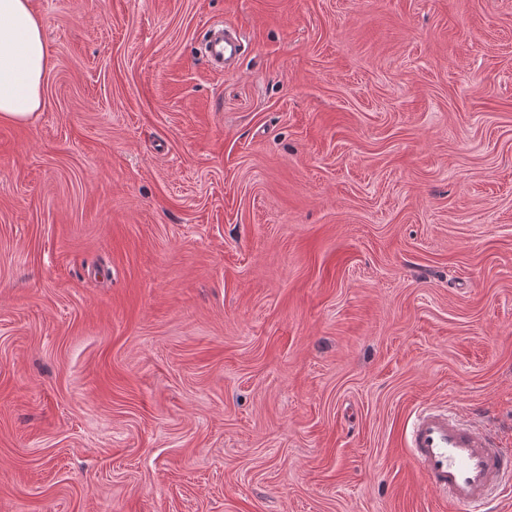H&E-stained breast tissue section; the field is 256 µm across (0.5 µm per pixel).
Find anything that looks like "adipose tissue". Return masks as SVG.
I'll return each mask as SVG.
<instances>
[{"mask_svg":"<svg viewBox=\"0 0 512 512\" xmlns=\"http://www.w3.org/2000/svg\"><path fill=\"white\" fill-rule=\"evenodd\" d=\"M46 67L44 32L29 0H0V119L36 116Z\"/></svg>","mask_w":512,"mask_h":512,"instance_id":"adipose-tissue-1","label":"adipose tissue"}]
</instances>
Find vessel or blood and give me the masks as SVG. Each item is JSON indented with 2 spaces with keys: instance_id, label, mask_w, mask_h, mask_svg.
<instances>
[{
  "instance_id": "obj_1",
  "label": "vessel or blood",
  "mask_w": 512,
  "mask_h": 512,
  "mask_svg": "<svg viewBox=\"0 0 512 512\" xmlns=\"http://www.w3.org/2000/svg\"><path fill=\"white\" fill-rule=\"evenodd\" d=\"M204 54L218 70L236 66L244 49L234 25L213 22ZM411 462L427 486L444 495L450 512H484L495 496L512 491V454L495 432L437 406L417 410L404 438Z\"/></svg>"
}]
</instances>
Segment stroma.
Here are the masks:
<instances>
[{
  "label": "stroma",
  "mask_w": 512,
  "mask_h": 512,
  "mask_svg": "<svg viewBox=\"0 0 512 512\" xmlns=\"http://www.w3.org/2000/svg\"><path fill=\"white\" fill-rule=\"evenodd\" d=\"M30 2L0 512H448L422 404L512 451V0ZM203 49L210 64L223 71L236 66L245 46L240 30L221 20L210 25Z\"/></svg>",
  "instance_id": "35a3bbf8"
}]
</instances>
